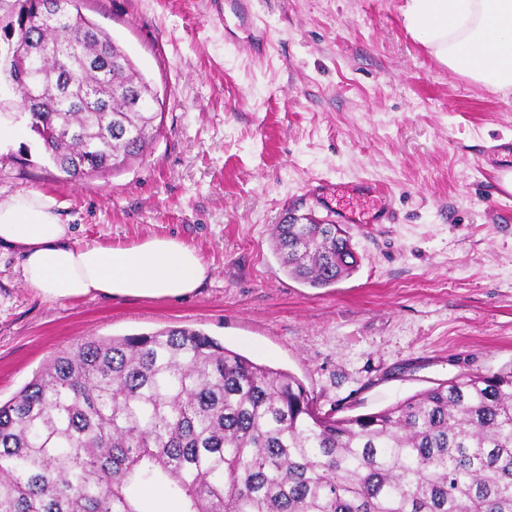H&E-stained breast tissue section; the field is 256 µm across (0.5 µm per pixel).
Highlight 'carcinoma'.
<instances>
[{
	"label": "carcinoma",
	"mask_w": 512,
	"mask_h": 512,
	"mask_svg": "<svg viewBox=\"0 0 512 512\" xmlns=\"http://www.w3.org/2000/svg\"><path fill=\"white\" fill-rule=\"evenodd\" d=\"M65 2L53 20L42 0H0V34L36 61L0 75L38 97L29 128L74 179L140 155L159 126L130 56ZM272 236L310 287L358 267L338 224ZM155 485L180 512H512V366L338 417L292 374L181 327L84 337L0 403V512H154L141 490Z\"/></svg>",
	"instance_id": "carcinoma-1"
}]
</instances>
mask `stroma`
Instances as JSON below:
<instances>
[{
    "label": "stroma",
    "instance_id": "obj_1",
    "mask_svg": "<svg viewBox=\"0 0 512 512\" xmlns=\"http://www.w3.org/2000/svg\"><path fill=\"white\" fill-rule=\"evenodd\" d=\"M85 0L159 98L160 135L117 170L71 181L11 101L0 194L53 197L76 241L174 236L211 269L177 300L49 301L0 247V401L87 336L188 327L294 375L322 408L380 411L463 374L512 366V195L486 155L512 142V90L444 67L405 0ZM391 196L389 224H349L359 257L312 288L280 265L272 225L335 223L337 183Z\"/></svg>",
    "mask_w": 512,
    "mask_h": 512
}]
</instances>
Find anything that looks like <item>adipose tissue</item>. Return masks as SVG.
Wrapping results in <instances>:
<instances>
[{
  "mask_svg": "<svg viewBox=\"0 0 512 512\" xmlns=\"http://www.w3.org/2000/svg\"><path fill=\"white\" fill-rule=\"evenodd\" d=\"M408 31L444 66L497 90L512 87V0H406ZM37 191L0 198V245L15 249L27 288L48 300L181 299L210 274L175 237L131 245L77 242Z\"/></svg>",
  "mask_w": 512,
  "mask_h": 512,
  "instance_id": "ef3b65f1",
  "label": "adipose tissue"
}]
</instances>
